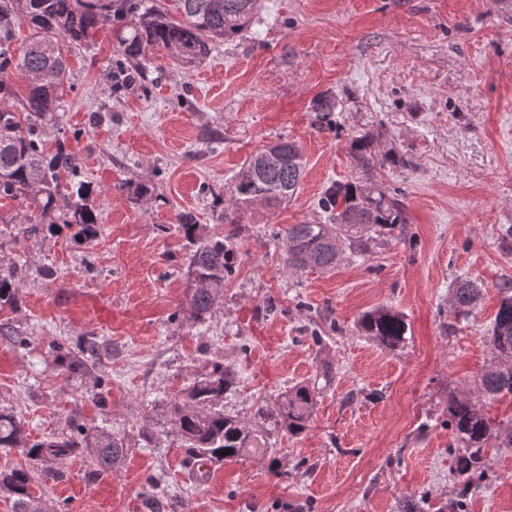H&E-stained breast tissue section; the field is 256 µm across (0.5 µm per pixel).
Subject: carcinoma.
Listing matches in <instances>:
<instances>
[{
	"instance_id": "1",
	"label": "carcinoma",
	"mask_w": 512,
	"mask_h": 512,
	"mask_svg": "<svg viewBox=\"0 0 512 512\" xmlns=\"http://www.w3.org/2000/svg\"><path fill=\"white\" fill-rule=\"evenodd\" d=\"M181 19L165 7L146 0H0V71L13 68L27 80L26 94L0 79V197L32 200L45 217L58 216L64 224H77L92 239L97 235L98 215L89 203L90 186L79 179L68 139L57 138L53 150L44 147L46 126L57 123L60 97L68 70L65 43H78L105 22L117 24V42L127 66L115 76L116 88L139 78V67L151 47L162 48L170 58L184 64L203 60L214 39H234L253 23L259 0H176ZM26 23L30 39L13 48L16 30ZM336 108L328 96L314 105L317 121L331 122ZM272 148L280 156L267 162V149L252 155L233 177L226 194L232 208L224 211V223L235 224L244 208L264 205L274 208L291 201L302 179L304 164L300 148L278 141ZM360 166L367 177L360 185L334 186L319 199L325 223L293 224L285 235L288 269L305 266L335 267L345 251L362 253L372 242L382 241L406 224L402 202L370 182L374 156L357 141ZM69 177V188L60 183ZM189 246L187 275L197 287L189 290L183 319L201 325L224 301V287L233 273L236 246L230 237H213L203 225H178ZM501 301L488 336L493 359L481 377L479 391L486 398L512 396V279L500 285ZM481 298V288L464 280L449 290L448 302L455 314L469 315ZM359 329L387 349H397L406 340L409 325L405 315L389 307L365 312ZM68 370L82 375L98 356L99 345L91 337L77 351L64 349ZM235 368L221 359L207 362L192 382L167 403V423L186 447L190 463L222 464L260 452L274 466L272 439L305 433L312 423L316 385L301 381L281 394L275 403L256 406L247 421L224 413V395L237 388ZM448 429L456 470L482 479L487 474L486 448L512 447V423L494 424L478 402L453 397L448 401ZM0 448L18 449L37 465L63 477L57 460L77 451L90 459L93 479L117 470L128 448L123 438L94 427L76 424L66 436L32 441L24 423L13 412L0 409ZM232 453L226 455L224 451ZM32 476L26 469L0 470V494L12 499L14 512H41L29 492Z\"/></svg>"
}]
</instances>
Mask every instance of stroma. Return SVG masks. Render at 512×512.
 I'll use <instances>...</instances> for the list:
<instances>
[{
  "mask_svg": "<svg viewBox=\"0 0 512 512\" xmlns=\"http://www.w3.org/2000/svg\"><path fill=\"white\" fill-rule=\"evenodd\" d=\"M68 58L63 117L46 139H70L100 222L88 241L77 225L42 222L34 202L0 198V271L21 280L0 306V324L19 333L0 336V408L33 439L80 423L120 434L129 451L96 481L78 453L59 481L15 449H0V469L33 471L42 512H407L423 494L428 512H444L459 481L449 398L512 420V399L479 393L499 284L512 278V0H261L252 27L212 41L196 66L154 48L142 82L120 91L114 24ZM321 95L336 102L325 126ZM361 137L373 141L368 176L402 201L406 233L330 271L288 270L272 231L322 220L325 189L366 176L352 149ZM281 138L303 155L297 194L225 223L232 177ZM141 183L153 188L144 204L131 199ZM188 221L237 244L224 302L199 327L176 316L191 286L177 230ZM458 277L483 288L465 321L446 304ZM380 306L409 324L398 349L356 330ZM330 321L340 333L315 342ZM89 336L100 359L71 374L62 349ZM213 359L235 365L224 411L244 418L331 364L309 430L276 441L278 472L256 455L211 465L204 484L190 473L162 412ZM486 458L492 479L465 512H512V448ZM158 474L161 509L145 490Z\"/></svg>",
  "mask_w": 512,
  "mask_h": 512,
  "instance_id": "35a3bbf8",
  "label": "stroma"
}]
</instances>
